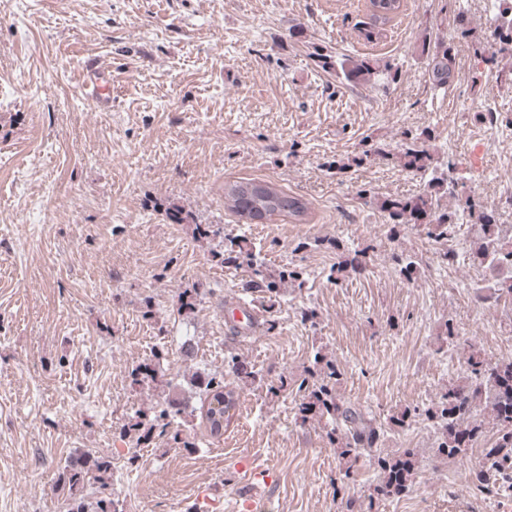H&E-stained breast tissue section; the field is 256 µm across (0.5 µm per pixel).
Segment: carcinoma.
<instances>
[{"mask_svg":"<svg viewBox=\"0 0 512 512\" xmlns=\"http://www.w3.org/2000/svg\"><path fill=\"white\" fill-rule=\"evenodd\" d=\"M369 4L374 21L384 24L399 11L401 0H369ZM499 14L502 22L492 32L495 49L489 54L482 40L467 28L464 17L456 19L455 32L458 38L471 39L475 55L495 69L497 87L509 90L512 88V0H501ZM454 38L437 39L422 46V52L429 59L430 79L439 88L448 85L454 77ZM312 56L322 69L334 67L346 81H359L372 71L370 64L363 60L345 59L339 66H333V55L325 47H314ZM397 149L394 154L385 144L367 142L362 157L388 159L394 156L404 168L422 176L429 175L428 185L432 190L407 198L378 201L385 215L388 237L397 241L401 226L413 224L440 246L455 237L459 215L439 209L434 190L444 188L450 196L457 193L464 179L459 163L450 158L439 165L433 164L432 154L417 136L404 137ZM259 183L273 195L269 217L291 218L300 224L306 222L307 202L270 181L242 178L224 185V198L241 214L255 203L250 188ZM462 211L476 216L475 236L468 249L469 262L493 273L492 278L474 285L475 302L484 304L494 297L512 296V273H507L512 270V225L498 223L494 210L471 197L462 201ZM223 260L227 265L246 269L248 287L257 293L278 295L290 284L297 288L305 284L302 272L297 269H269L265 257L242 235H224ZM369 261L367 250L354 251L353 256L337 263L336 279L364 272ZM443 342L462 348L463 361L457 379L444 384L428 406L404 409L383 423L362 407L340 397L337 385L342 367L320 349L314 354L313 369L297 383L300 396L297 419L303 425L325 424L326 438L343 461L344 477H350L353 463L363 456L378 471L377 483L370 492L372 498L400 497L412 488L418 471V453L406 450L398 456H389L383 454L381 447L387 431L408 430L417 425L431 430L435 456L439 458L456 460L465 456L468 449L483 444L482 464L471 473V482L481 490L512 489V359L492 361L474 345L460 344L451 324ZM161 359L162 353L157 351L153 358L133 364L129 370L132 385L150 390L158 384ZM230 374L240 382H256L255 373L235 354L224 359V370L195 372L189 378L191 386L200 393V418L212 443L221 441L222 436L214 434L211 419L204 415V407L212 405L216 421L230 415L236 406V391L226 381ZM187 408L188 405L177 397L158 400L151 404V418L145 420L142 413H137L124 424L120 437L137 448L167 437L193 450L198 443L183 439L180 430L172 429L174 420L186 414ZM488 425L494 433L486 442ZM58 492L63 512H126L125 500L114 488L112 457L100 452L80 449L69 456L62 466Z\"/></svg>","mask_w":512,"mask_h":512,"instance_id":"carcinoma-1","label":"carcinoma"}]
</instances>
